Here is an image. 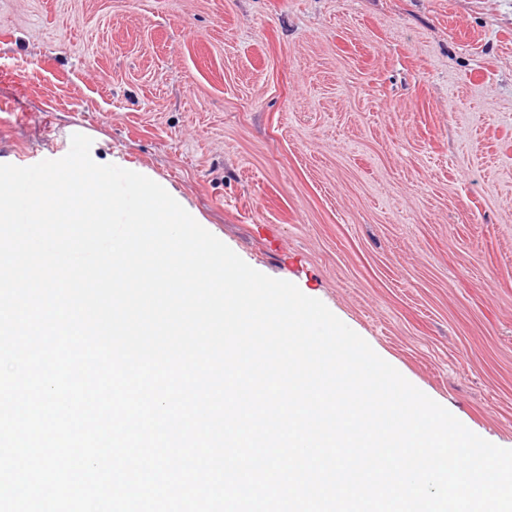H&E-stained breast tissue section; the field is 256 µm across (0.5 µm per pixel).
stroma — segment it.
<instances>
[{
  "label": "stroma",
  "instance_id": "1",
  "mask_svg": "<svg viewBox=\"0 0 512 512\" xmlns=\"http://www.w3.org/2000/svg\"><path fill=\"white\" fill-rule=\"evenodd\" d=\"M76 133L512 449V0H0V164Z\"/></svg>",
  "mask_w": 512,
  "mask_h": 512
}]
</instances>
